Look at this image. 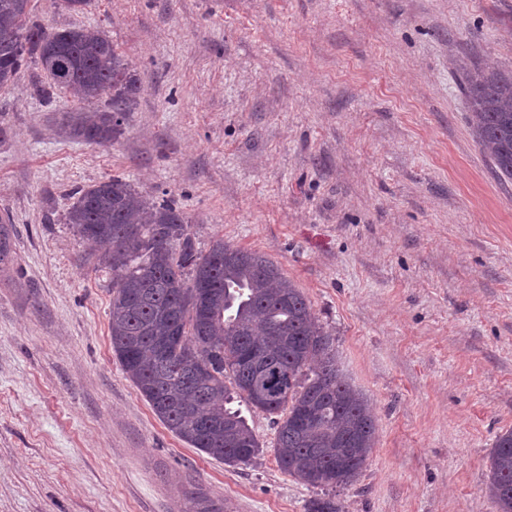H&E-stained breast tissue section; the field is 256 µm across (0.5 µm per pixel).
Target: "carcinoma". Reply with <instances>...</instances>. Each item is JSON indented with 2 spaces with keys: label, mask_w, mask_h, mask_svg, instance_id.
Masks as SVG:
<instances>
[{
  "label": "carcinoma",
  "mask_w": 512,
  "mask_h": 512,
  "mask_svg": "<svg viewBox=\"0 0 512 512\" xmlns=\"http://www.w3.org/2000/svg\"><path fill=\"white\" fill-rule=\"evenodd\" d=\"M31 0H0V88L27 60L44 73L33 90L104 109L79 111L70 133L105 145L122 132L140 93L130 62L102 30H49ZM463 90L476 141L499 180L512 181V71L465 67ZM0 217V263L10 254ZM66 223L100 246L93 269L111 275L110 341L123 371L165 427L230 465H249L259 439L242 412L274 416L281 470L327 494L307 512H341L348 485L374 448L375 418L336 365L331 334L271 259L217 238L199 252L188 216L114 176L79 192ZM497 512H512V429L500 433L486 484Z\"/></svg>",
  "instance_id": "1"
}]
</instances>
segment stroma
Listing matches in <instances>:
<instances>
[{"label":"stroma","instance_id":"obj_1","mask_svg":"<svg viewBox=\"0 0 512 512\" xmlns=\"http://www.w3.org/2000/svg\"><path fill=\"white\" fill-rule=\"evenodd\" d=\"M105 30L141 84L124 132L71 135L22 68L0 90V512H306L321 489L263 454L229 465L153 413L115 358L110 279L65 214L120 176L171 200L200 252L264 254L368 399L373 453L343 512H496L512 428V182L475 143L458 55L512 71V0H31ZM493 448L486 491L498 512H512V429L500 433Z\"/></svg>","mask_w":512,"mask_h":512}]
</instances>
